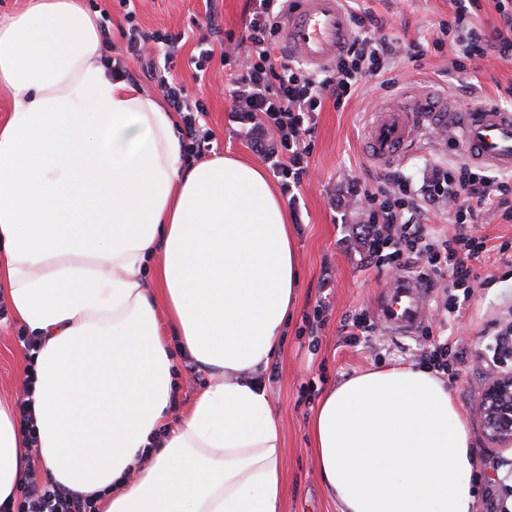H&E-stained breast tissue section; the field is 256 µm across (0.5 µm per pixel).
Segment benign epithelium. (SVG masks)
I'll return each instance as SVG.
<instances>
[{"label":"benign epithelium","instance_id":"benign-epithelium-1","mask_svg":"<svg viewBox=\"0 0 512 512\" xmlns=\"http://www.w3.org/2000/svg\"><path fill=\"white\" fill-rule=\"evenodd\" d=\"M483 434L492 448L512 447V371H499L474 400Z\"/></svg>","mask_w":512,"mask_h":512}]
</instances>
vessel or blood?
Here are the masks:
<instances>
[{
	"instance_id": "vessel-or-blood-1",
	"label": "vessel or blood",
	"mask_w": 512,
	"mask_h": 512,
	"mask_svg": "<svg viewBox=\"0 0 512 512\" xmlns=\"http://www.w3.org/2000/svg\"><path fill=\"white\" fill-rule=\"evenodd\" d=\"M281 29L289 57L310 68L330 64L352 38L344 0H289ZM453 135L470 165L512 171V113L487 103L458 105L446 96L415 95L395 108L377 111L368 127L366 150L380 164L413 153L421 133ZM379 320L391 333L414 334L426 321L427 292L415 278L394 274L380 293Z\"/></svg>"
}]
</instances>
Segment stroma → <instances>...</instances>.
Masks as SVG:
<instances>
[{
    "label": "stroma",
    "mask_w": 512,
    "mask_h": 512,
    "mask_svg": "<svg viewBox=\"0 0 512 512\" xmlns=\"http://www.w3.org/2000/svg\"><path fill=\"white\" fill-rule=\"evenodd\" d=\"M84 4L99 16L108 57L121 60L136 86L154 92L140 64L125 53L121 35L125 11L119 0H84ZM363 5L383 19L388 37L406 44L432 42L439 21L447 18L449 11L448 0H364ZM135 6L136 19L144 29L181 34L171 73L207 109L200 123L212 135L209 154H239L262 165L276 185H283L273 156L259 152L245 138L230 110L225 91L229 69L221 51H214L203 79H196L192 64L208 15L216 14L224 35L240 38L248 22L250 0H135ZM453 58L448 48L440 53L428 51L417 61L399 58L393 83L384 87L367 84L358 96L338 108L325 103L315 118L308 171L300 186L283 194L296 231L302 272L288 334L264 377L283 431V512H337L312 451L309 422L316 402L309 399V392H322L362 371L419 362L428 344L422 333L395 336L378 327L376 299L392 272L385 267H366L359 241L365 209L347 204L346 199L358 189L374 190L390 172L404 173L419 184L440 163L461 159L455 143L431 137L408 160L391 167L374 164L365 154L364 140L368 120L377 109L420 92L447 94L471 107L497 102L512 111V99L503 102L498 96L499 86L512 84V60L491 58L471 72L458 73L452 67ZM472 231L486 238L489 248L486 256L473 264L479 287L454 314L445 311L441 290L430 291L426 323L434 328L448 325L453 337L460 340L462 352L454 361L448 387L480 458L477 512H512V470L499 465L498 450H487L473 410L478 390L495 372L492 364L477 361L475 355L491 345L494 334L512 326V222L490 218L473 225ZM360 314L377 329L372 335L348 340L341 323ZM26 331L13 313L0 319L1 397H15L22 391L29 358L18 337Z\"/></svg>",
    "instance_id": "1"
}]
</instances>
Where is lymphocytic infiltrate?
Returning a JSON list of instances; mask_svg holds the SVG:
<instances>
[{"instance_id":"lymphocytic-infiltrate-1","label":"lymphocytic infiltrate","mask_w":512,"mask_h":512,"mask_svg":"<svg viewBox=\"0 0 512 512\" xmlns=\"http://www.w3.org/2000/svg\"><path fill=\"white\" fill-rule=\"evenodd\" d=\"M121 2L127 7V26L122 31L126 51L141 62L143 72L156 82L168 106L181 114L185 151L189 157L199 158L209 142L207 132L196 124L205 106L191 98L171 74L170 48L178 38L166 31L142 28L135 11L129 8L131 0ZM448 2V21L441 24L433 45H450L456 55V71L491 56L512 60V0H494L499 22L489 30L474 22L483 0ZM286 6L287 0H253L245 38L237 45L225 44L224 55L236 60L228 90L233 112L248 135L262 130L278 136L286 157L282 169L297 183L311 153L309 135L315 114L324 102L343 106L361 86L385 77L396 58L407 55L418 59L425 49L421 44L406 45L383 35V23L372 11L353 10L349 13L355 28L351 41L334 62L310 70L282 61L277 53L279 19ZM155 44L169 48L163 61H156L150 52ZM351 200L365 204L369 210V222L361 230L368 262L395 272L420 268L439 276L449 275L453 291L446 296L444 308L452 314L458 311L461 298L470 297L472 264L487 252L485 238L467 233L466 228L475 223L487 205L493 206L503 220L512 221V173L491 176L468 164L452 163L436 168L422 192H414L406 178L390 175L377 191L353 194ZM441 206L452 210L457 226L455 234L445 239L430 236L423 227L427 213ZM0 512H98V506L95 499L37 481L35 473L30 472L22 500L0 505Z\"/></svg>"}]
</instances>
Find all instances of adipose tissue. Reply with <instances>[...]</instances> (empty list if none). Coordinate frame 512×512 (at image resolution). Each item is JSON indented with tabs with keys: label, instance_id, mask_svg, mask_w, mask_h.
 I'll return each mask as SVG.
<instances>
[{
	"label": "adipose tissue",
	"instance_id": "adipose-tissue-1",
	"mask_svg": "<svg viewBox=\"0 0 512 512\" xmlns=\"http://www.w3.org/2000/svg\"><path fill=\"white\" fill-rule=\"evenodd\" d=\"M104 54L81 0L0 19V282L39 338L36 447L0 399V503L34 460L104 512H281L261 376L301 285L287 203L239 157L188 161L174 112ZM181 357L212 381L173 426ZM311 433L338 512H476L478 457L435 371L330 386Z\"/></svg>",
	"mask_w": 512,
	"mask_h": 512
}]
</instances>
